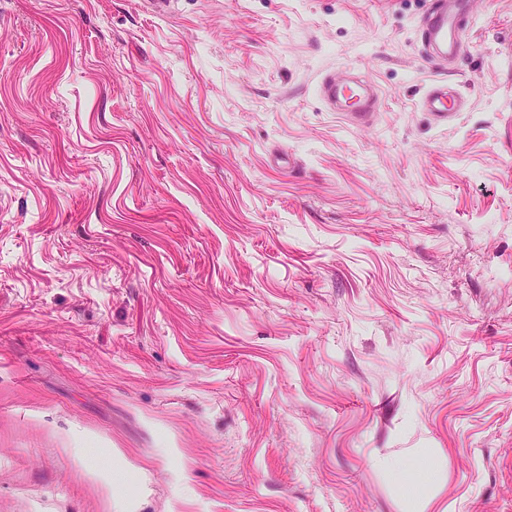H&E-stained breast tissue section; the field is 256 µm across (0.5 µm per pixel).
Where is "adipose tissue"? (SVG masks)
Segmentation results:
<instances>
[{"instance_id":"ef3b65f1","label":"adipose tissue","mask_w":512,"mask_h":512,"mask_svg":"<svg viewBox=\"0 0 512 512\" xmlns=\"http://www.w3.org/2000/svg\"><path fill=\"white\" fill-rule=\"evenodd\" d=\"M388 474L400 492L407 512H426L429 493L435 489L440 475L433 451L422 448L407 459L390 463Z\"/></svg>"}]
</instances>
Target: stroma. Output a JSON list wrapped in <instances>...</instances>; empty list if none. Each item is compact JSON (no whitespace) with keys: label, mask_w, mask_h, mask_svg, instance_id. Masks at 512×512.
Masks as SVG:
<instances>
[{"label":"stroma","mask_w":512,"mask_h":512,"mask_svg":"<svg viewBox=\"0 0 512 512\" xmlns=\"http://www.w3.org/2000/svg\"><path fill=\"white\" fill-rule=\"evenodd\" d=\"M429 7L0 0V512H512V0ZM436 6L426 21L428 59L439 66L457 56L461 45L458 18L469 12V0H435ZM354 86L350 87L354 95L349 97L345 88L340 86L335 76L329 74L323 79L320 92L323 100L331 110L341 112L352 123L357 125H368L372 121L375 112L379 110V98L377 93L372 92L367 96L364 94L363 82L355 80ZM353 100L351 103L348 101ZM419 104L421 110L429 112L440 126H448L456 120L459 112L466 109L465 99L442 81L432 84L421 97ZM388 474L401 494L404 511L426 512L430 496L422 490L433 491L440 475L433 451L421 448L407 459L388 464Z\"/></svg>","instance_id":"stroma-1"}]
</instances>
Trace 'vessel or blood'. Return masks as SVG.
I'll use <instances>...</instances> for the list:
<instances>
[{
	"label": "vessel or blood",
	"instance_id": "b4317fda",
	"mask_svg": "<svg viewBox=\"0 0 512 512\" xmlns=\"http://www.w3.org/2000/svg\"><path fill=\"white\" fill-rule=\"evenodd\" d=\"M469 4L470 0H436L427 18L425 31L428 58L435 65H442L457 56L462 37L458 18L468 13ZM320 92L330 109L341 112L357 125L370 124L379 110L377 94H365L358 84L354 85L352 91H345L331 75L323 79ZM464 105V98L441 81L432 84L420 99L421 110L428 112L441 126L455 121Z\"/></svg>",
	"mask_w": 512,
	"mask_h": 512
}]
</instances>
